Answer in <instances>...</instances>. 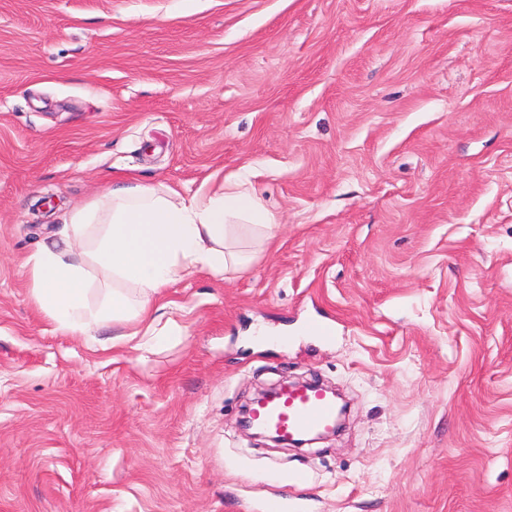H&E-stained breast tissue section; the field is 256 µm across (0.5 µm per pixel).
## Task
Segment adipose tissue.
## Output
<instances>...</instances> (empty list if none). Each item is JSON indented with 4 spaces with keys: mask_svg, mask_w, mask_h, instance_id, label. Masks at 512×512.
<instances>
[{
    "mask_svg": "<svg viewBox=\"0 0 512 512\" xmlns=\"http://www.w3.org/2000/svg\"><path fill=\"white\" fill-rule=\"evenodd\" d=\"M273 238L277 224L241 185L192 196L116 175L100 199L77 210L59 240L25 261L34 302L65 332L87 336L107 322L124 331L116 343L143 342L152 333L151 300L197 272L221 275L243 266L235 241L243 228ZM108 277L104 301L88 293Z\"/></svg>",
    "mask_w": 512,
    "mask_h": 512,
    "instance_id": "ef3b65f1",
    "label": "adipose tissue"
}]
</instances>
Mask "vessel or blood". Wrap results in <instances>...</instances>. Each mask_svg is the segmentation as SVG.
I'll return each instance as SVG.
<instances>
[{"label": "vessel or blood", "mask_w": 512, "mask_h": 512, "mask_svg": "<svg viewBox=\"0 0 512 512\" xmlns=\"http://www.w3.org/2000/svg\"><path fill=\"white\" fill-rule=\"evenodd\" d=\"M252 420L265 430L297 436L314 433L336 421V402L321 389L283 390L255 406Z\"/></svg>", "instance_id": "vessel-or-blood-1"}]
</instances>
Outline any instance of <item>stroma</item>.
<instances>
[{"mask_svg": "<svg viewBox=\"0 0 512 512\" xmlns=\"http://www.w3.org/2000/svg\"><path fill=\"white\" fill-rule=\"evenodd\" d=\"M115 173L279 225L150 348L61 332L24 267ZM292 381L336 437L241 426ZM275 504L512 512V0H0V512Z\"/></svg>", "mask_w": 512, "mask_h": 512, "instance_id": "1", "label": "stroma"}]
</instances>
